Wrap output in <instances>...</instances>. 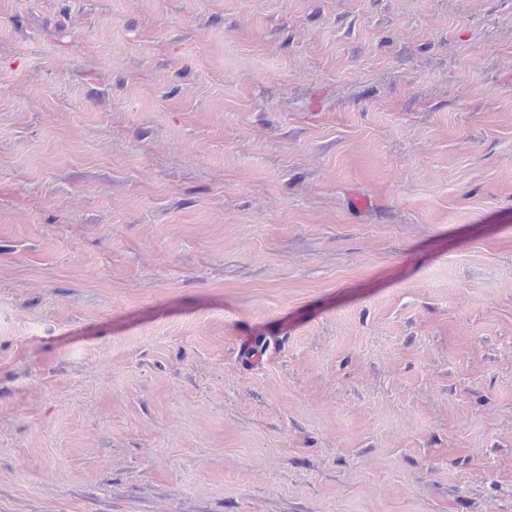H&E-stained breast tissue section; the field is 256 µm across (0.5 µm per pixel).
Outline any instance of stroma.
<instances>
[{
	"label": "stroma",
	"instance_id": "35a3bbf8",
	"mask_svg": "<svg viewBox=\"0 0 512 512\" xmlns=\"http://www.w3.org/2000/svg\"><path fill=\"white\" fill-rule=\"evenodd\" d=\"M0 512H512V0H0Z\"/></svg>",
	"mask_w": 512,
	"mask_h": 512
}]
</instances>
